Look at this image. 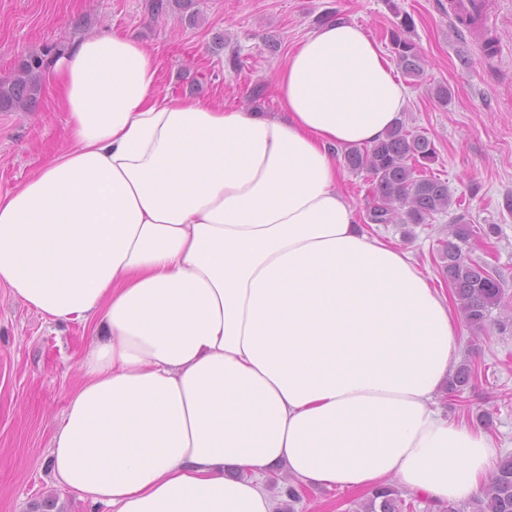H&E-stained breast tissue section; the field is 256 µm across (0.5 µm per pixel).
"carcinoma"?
<instances>
[{
    "label": "carcinoma",
    "mask_w": 512,
    "mask_h": 512,
    "mask_svg": "<svg viewBox=\"0 0 512 512\" xmlns=\"http://www.w3.org/2000/svg\"><path fill=\"white\" fill-rule=\"evenodd\" d=\"M194 0H149L148 10L162 14L175 6L188 10ZM413 26L411 16L402 19L388 32L398 68L402 74L419 79L425 58L408 36ZM62 51L59 45L44 46L18 60L14 70L0 76V111L26 112L42 93L50 58ZM436 159L434 143L425 134L407 128L399 119L385 135L370 146L349 148L344 152L346 166L364 172L369 180L371 206L367 220L372 224H423L434 215L448 210L452 195L448 183L428 174ZM475 235L462 213L453 219L450 239L442 242L440 269L453 288L461 315L473 331L487 330L492 312L504 298L505 282L487 262H476L465 254ZM471 512H512V457L500 460L496 472L481 496L468 503ZM407 504L392 486L375 490L364 504V512H405Z\"/></svg>",
    "instance_id": "carcinoma-1"
}]
</instances>
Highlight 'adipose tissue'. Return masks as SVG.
<instances>
[{
    "label": "adipose tissue",
    "instance_id": "adipose-tissue-1",
    "mask_svg": "<svg viewBox=\"0 0 512 512\" xmlns=\"http://www.w3.org/2000/svg\"><path fill=\"white\" fill-rule=\"evenodd\" d=\"M51 77L69 146L0 196V285L93 336L51 439L59 486L105 512H275V464L439 505L481 490L490 437L434 403L459 321L339 189L337 152L408 96L361 26L292 50L275 112L159 93L153 48L116 32Z\"/></svg>",
    "mask_w": 512,
    "mask_h": 512
}]
</instances>
